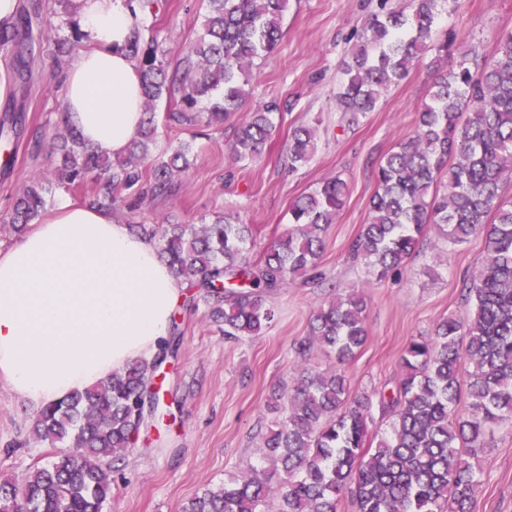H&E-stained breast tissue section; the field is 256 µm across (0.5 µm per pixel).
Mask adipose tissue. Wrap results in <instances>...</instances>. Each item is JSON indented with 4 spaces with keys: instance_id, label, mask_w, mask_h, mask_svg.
Returning <instances> with one entry per match:
<instances>
[{
    "instance_id": "adipose-tissue-1",
    "label": "adipose tissue",
    "mask_w": 512,
    "mask_h": 512,
    "mask_svg": "<svg viewBox=\"0 0 512 512\" xmlns=\"http://www.w3.org/2000/svg\"><path fill=\"white\" fill-rule=\"evenodd\" d=\"M74 3L92 47L66 68V118L87 144L120 155L143 119L126 44L146 13L126 0ZM183 294L154 242L106 211L60 203L0 249V381L41 407L152 360Z\"/></svg>"
}]
</instances>
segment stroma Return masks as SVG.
I'll list each match as a JSON object with an SVG mask.
<instances>
[{
	"label": "stroma",
	"instance_id": "1",
	"mask_svg": "<svg viewBox=\"0 0 512 512\" xmlns=\"http://www.w3.org/2000/svg\"><path fill=\"white\" fill-rule=\"evenodd\" d=\"M41 4V55L30 78L14 74V55L0 51V71L10 86L0 99V118L21 111L24 132L1 138L0 148L15 151L14 166L0 168V219L16 193L32 178L50 181L54 137L64 121L63 67L54 60L57 41L71 35V18L58 0ZM371 0H289L282 22L283 38L265 61L253 68L247 106L277 97L290 110L277 113L274 131L262 157L238 162L229 146L242 112L227 115L223 125L196 135L194 128L159 125L155 154L181 141H193L199 156L178 177L179 190L168 199L145 201L132 214L136 224H197L217 212L239 214L255 225L251 258L287 229L289 210L301 196L323 181L341 176L348 194L326 232L320 268L325 286L296 280L267 295L275 317L259 336L226 341L221 323L203 306L179 307L175 318L181 345L156 373L161 395L171 400L155 426L140 433L115 473L112 496L103 512H179L182 504L259 462L258 445L273 419L267 404L275 389L291 385L299 365L324 368L320 349L307 358L295 352L309 334V321L330 287L355 286L366 295V341L344 367L353 393L394 389L400 359L409 340L432 336L436 322L466 309L463 277L476 274L487 257L483 237L450 247L428 235L400 277L377 280L364 265L351 262L346 245L367 224L369 201L377 190L375 168L380 159L415 128L420 108L428 102L440 69L455 68L461 54L476 49L488 58L501 33L512 30V0H450L437 25L438 34L455 31L442 68L424 56L379 100L358 124L342 121L336 92L355 30L361 29ZM146 27L160 31L169 65H176L185 45L201 32L202 0H158ZM316 131V150L305 165L289 171L288 137L294 127ZM38 138V152L28 150ZM36 407L0 382V481L19 479L36 464L54 460L57 451L25 446ZM491 446L478 462L481 484L474 512H512V421L490 426Z\"/></svg>",
	"mask_w": 512,
	"mask_h": 512
}]
</instances>
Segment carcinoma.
<instances>
[{"mask_svg":"<svg viewBox=\"0 0 512 512\" xmlns=\"http://www.w3.org/2000/svg\"><path fill=\"white\" fill-rule=\"evenodd\" d=\"M447 0H376L362 30L354 35L346 79L336 97L349 123L375 110L381 96L403 79L425 53H448L457 35L434 39ZM203 33L183 48L179 66L168 70L163 51L142 29L128 52L136 63L146 118L126 153L116 159L85 144L65 125L54 146L56 184L87 189L89 205L114 211L124 193L142 194L149 181L153 198L176 192L175 178L196 160L192 144L155 156L156 104L177 100L165 119L178 125H221L224 113L241 108L256 61L275 50L288 0H206ZM30 9L0 26V49L17 53L19 77L31 73L36 56ZM82 47V35L58 44L61 64ZM280 102L257 104L234 130L235 159H259L274 127ZM25 119L12 114L0 135L20 134ZM314 130L293 129L288 167L305 164L315 149ZM512 176V31L499 36L488 61L463 58L441 74L431 102L418 112L412 134L383 157L370 218L348 247L350 258L377 279L398 276L435 227L450 246L485 236L486 262L463 278L472 306L440 319L434 336L412 338L401 357L396 392L379 395L392 419L391 433L368 444L373 396L354 395L342 365L366 339L363 290L344 289L324 300L311 320L313 345L333 359L322 370L298 369L296 383L273 393L278 414L262 436L264 466L190 499L180 512H337L350 499L354 512H473L480 472L473 461L490 447L487 428L512 419V201L501 184ZM348 186L339 177L297 199L288 230L256 262L247 256L254 226L233 214L217 213L201 224H134L155 241L160 258L185 286L191 303L203 301L224 337L262 334L273 307L262 294L286 288L317 268L325 232L341 209ZM51 190L33 179L15 198L11 230L22 234L44 210ZM179 344L177 327L149 362H138L106 381L39 410L29 434L35 444L66 448L58 460L35 467L21 479L0 482V501L22 488L30 512H103L112 497L114 464L139 432L164 415L150 391L154 370ZM466 412L457 413L462 395Z\"/></svg>","mask_w":512,"mask_h":512,"instance_id":"carcinoma-1","label":"carcinoma"}]
</instances>
